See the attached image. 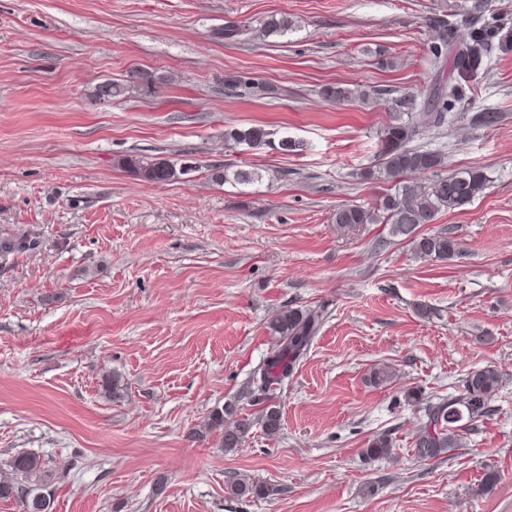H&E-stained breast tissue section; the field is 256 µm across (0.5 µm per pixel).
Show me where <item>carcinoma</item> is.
Wrapping results in <instances>:
<instances>
[{"label": "carcinoma", "mask_w": 512, "mask_h": 512, "mask_svg": "<svg viewBox=\"0 0 512 512\" xmlns=\"http://www.w3.org/2000/svg\"><path fill=\"white\" fill-rule=\"evenodd\" d=\"M440 45L433 49L439 59L443 51L454 52L458 69L465 71L479 59L480 52L489 44L494 31L489 27L472 30L469 41L459 45L454 40V31L445 20L435 21ZM291 28L286 17H273L264 23L268 35H282ZM229 88L247 95L267 92L248 77H238L229 83ZM128 84L112 81L96 87L98 99L110 100L126 95ZM322 95L337 102H354L365 99L369 93L346 86L329 85ZM460 96L458 86L448 88L434 84L421 101L404 99L395 103L394 116L380 132L381 151L378 163L366 168L361 177L366 180H383L393 183V191L381 198L374 209L360 205L344 204L336 208L333 221L340 228L356 224H388L393 237L411 247L414 255L431 261L448 262L459 252L456 239L446 233H428L423 230L434 223L437 216L472 202L487 186L486 176L477 170L459 174L442 175L446 166L445 156L433 150L413 148L409 143L420 133L439 128L448 123V100ZM224 142L245 145L251 149L272 148L284 155L300 152L304 143L283 135L272 138V132L261 125L247 128H227ZM126 165L136 176L145 181L160 183L177 180L186 175L185 166H176L166 160L145 161L128 159ZM431 174L422 182H410L407 177L416 174ZM212 178L218 182L233 181L239 185H252L262 180L263 174L254 168H241L231 173L215 169ZM29 237L18 236L0 230V257L30 249ZM327 316L326 306L319 304L304 311L282 307L270 317L269 333L278 337V343L260 373L258 388L263 397L254 400L260 406L256 417L242 416L229 421L225 416L230 411L215 410L204 421L201 434H217L221 446L227 451L241 447L252 435V428L259 424L264 434L276 437L282 426L277 403L269 401L268 392L274 386H283L293 375L296 366L307 354ZM500 372L493 366H485L466 373L456 394L441 398L427 405V421L416 428L412 448L420 460L434 459L450 448L461 447L462 432L488 415L490 402L499 389ZM366 455L371 459H390L394 455L392 440L386 435L373 438ZM50 470L43 458L32 453H19L0 466V500L21 501L22 512H49L50 494L47 489ZM230 492L238 497L258 496L261 487L253 481L240 478L230 484Z\"/></svg>", "instance_id": "1"}]
</instances>
